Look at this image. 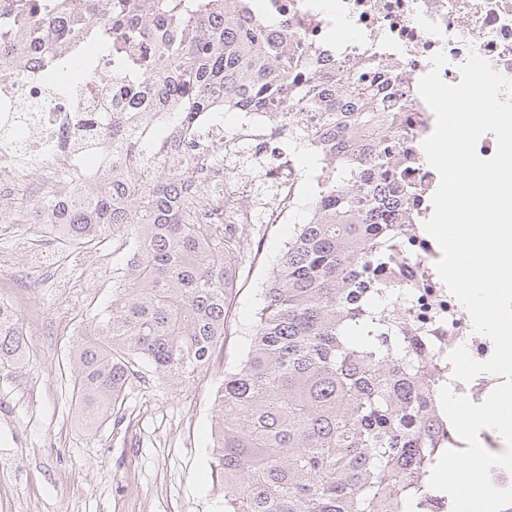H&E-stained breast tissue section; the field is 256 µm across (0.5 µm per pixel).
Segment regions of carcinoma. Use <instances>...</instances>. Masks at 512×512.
<instances>
[{
  "label": "carcinoma",
  "mask_w": 512,
  "mask_h": 512,
  "mask_svg": "<svg viewBox=\"0 0 512 512\" xmlns=\"http://www.w3.org/2000/svg\"><path fill=\"white\" fill-rule=\"evenodd\" d=\"M253 0H0V55L19 53L15 28L63 45L99 43L112 62V179L54 218L64 245L92 249L126 237L112 267V302L70 350L72 401L98 429L131 379L152 373L192 385L224 347L241 242L232 225L195 224L183 176L145 181L151 148L132 126L166 112L179 128L206 109L317 114L290 124L288 142L318 160L308 215L263 284L245 354L224 371L212 422V471L223 512H423L431 437L432 370L421 337L378 278L409 202L390 198L375 224L381 176L407 161L397 113L366 81L370 60L341 68L299 60L290 33L272 41ZM25 335L0 300V370L21 364Z\"/></svg>",
  "instance_id": "carcinoma-1"
}]
</instances>
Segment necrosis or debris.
<instances>
[{
    "label": "necrosis or debris",
    "instance_id": "obj_1",
    "mask_svg": "<svg viewBox=\"0 0 512 512\" xmlns=\"http://www.w3.org/2000/svg\"><path fill=\"white\" fill-rule=\"evenodd\" d=\"M264 5L272 19L269 37L291 31L295 55L310 46L329 45V61L339 66L368 50L394 61L393 74L374 69L367 76L385 100L398 102L401 141L415 156L388 185L390 194L407 197L412 221L403 226L394 246L397 260L386 272L400 290L397 304L406 322L427 336L443 384L474 403L483 402L499 377L483 374L467 384L457 381L448 355L463 345L474 359L484 361L493 345L473 332L469 315L436 271L440 249L419 231L433 214L438 174L419 155L435 116L418 83L439 52L447 58L440 71L443 81L458 83L459 66L472 50L512 78V0H336L331 10L323 0H264ZM343 19L355 30L354 38L336 39ZM53 54L46 41L31 45L23 58L0 56V125L17 126L13 144L0 146L1 200L20 190L52 203L75 199L97 177L112 175L106 132L112 115L102 109L112 100V79L79 76L72 80L71 92H60L42 79L45 60ZM287 134L284 112H243L228 128L213 113L199 112L179 140L156 152L153 165L160 170L173 163L183 171L190 195L198 199L197 223L281 224L293 210L298 186L290 155L275 145ZM91 143L100 148L92 168L85 152ZM219 149L229 155L250 150L277 187L275 202L239 204L232 176L214 159Z\"/></svg>",
    "mask_w": 512,
    "mask_h": 512
}]
</instances>
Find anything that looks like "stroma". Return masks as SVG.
<instances>
[{"label":"stroma","instance_id":"35a3bbf8","mask_svg":"<svg viewBox=\"0 0 512 512\" xmlns=\"http://www.w3.org/2000/svg\"><path fill=\"white\" fill-rule=\"evenodd\" d=\"M316 167L313 155H296L299 192L289 223L241 230L245 261L221 357L184 389L149 375L133 379L118 418L94 431L75 412L66 357L112 299V252L123 240L55 260L52 239L38 235L33 198L9 202L0 222V287L28 349L20 369L0 371V512H220L210 448L217 387L246 350L262 285L314 198ZM30 272L33 290L20 283Z\"/></svg>","mask_w":512,"mask_h":512}]
</instances>
